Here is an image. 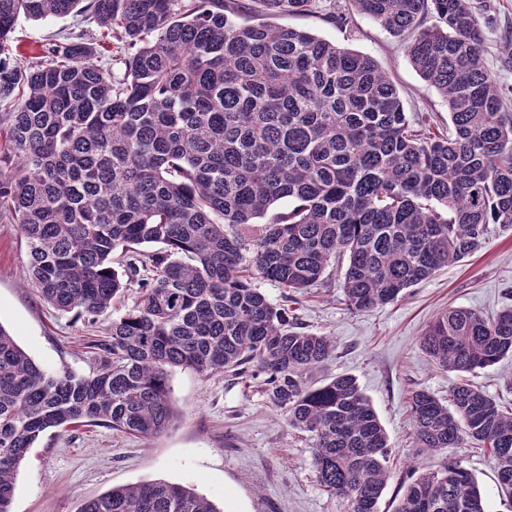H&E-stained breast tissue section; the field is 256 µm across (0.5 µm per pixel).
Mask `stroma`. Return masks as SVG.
Here are the masks:
<instances>
[{"label": "stroma", "instance_id": "1", "mask_svg": "<svg viewBox=\"0 0 512 512\" xmlns=\"http://www.w3.org/2000/svg\"><path fill=\"white\" fill-rule=\"evenodd\" d=\"M494 2V22L485 30V60L500 82L512 85V68L501 65L504 39L512 36V0ZM352 19L343 30L311 15L289 17L288 23L371 56L396 85L410 121L447 132L448 109L413 69L401 40L366 16L356 13ZM72 31L101 35L96 22L81 14L20 19L12 35L14 57L25 62L42 55L49 43ZM28 262L20 225L0 220V324L44 369L92 371L103 327H89L43 301L27 281ZM345 267L337 262L321 286L296 295L292 306L304 331L336 341L321 377L354 376L387 432L390 477L379 512H393L407 486L443 461L415 448L408 397L423 388L447 400L449 387L459 379L427 357L420 338L451 307L487 316L512 308V229L490 225L479 251L398 301L367 312L350 311L345 304ZM466 379L512 406V357L468 373ZM170 388L173 422L152 438L94 425L45 435L16 475L13 512H77L84 501L111 488L150 481L194 489L220 512H347L343 499L319 485L307 434L289 428L284 411L270 403L256 380L179 368L170 375ZM458 454L476 479L488 512H512V495L499 487L488 455L476 448Z\"/></svg>", "mask_w": 512, "mask_h": 512}]
</instances>
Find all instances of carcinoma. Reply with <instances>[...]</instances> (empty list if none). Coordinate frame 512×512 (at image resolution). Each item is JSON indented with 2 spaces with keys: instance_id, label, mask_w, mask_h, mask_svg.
Here are the masks:
<instances>
[{
  "instance_id": "carcinoma-1",
  "label": "carcinoma",
  "mask_w": 512,
  "mask_h": 512,
  "mask_svg": "<svg viewBox=\"0 0 512 512\" xmlns=\"http://www.w3.org/2000/svg\"><path fill=\"white\" fill-rule=\"evenodd\" d=\"M389 33L448 106V135L411 126L370 56L268 21L307 14L343 28L339 0H0V219L21 226L29 281L92 327L112 317L88 374L50 372L0 325V512L51 430L97 423L148 439L174 418L169 373L251 372L308 434L320 486L348 512H378L389 439L357 380L308 377L335 349L299 332L288 298L344 257L347 306L403 297L512 228V86L488 70L490 0H351ZM84 14L130 50L125 77L93 61L85 33L11 62L20 17ZM439 366L471 373L512 355V309L437 316L421 337ZM408 408L416 447L484 448L512 494V409L459 382L443 404ZM80 512H220L167 482L116 487ZM394 512H486L473 475L448 457Z\"/></svg>"
}]
</instances>
